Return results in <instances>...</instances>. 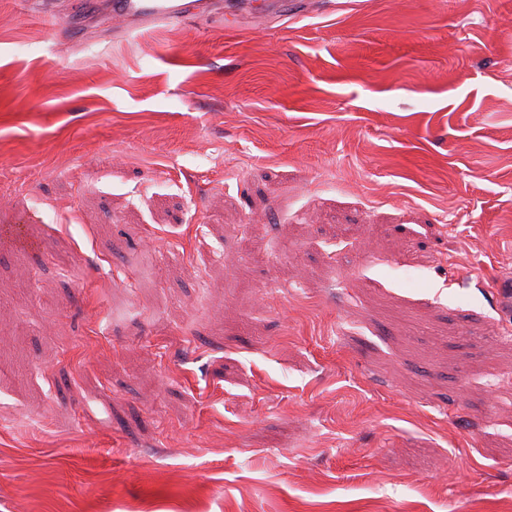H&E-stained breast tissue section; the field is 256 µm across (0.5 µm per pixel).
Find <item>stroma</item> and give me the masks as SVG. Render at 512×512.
Masks as SVG:
<instances>
[{
    "instance_id": "obj_1",
    "label": "stroma",
    "mask_w": 512,
    "mask_h": 512,
    "mask_svg": "<svg viewBox=\"0 0 512 512\" xmlns=\"http://www.w3.org/2000/svg\"><path fill=\"white\" fill-rule=\"evenodd\" d=\"M509 276L512 0H0V512H501ZM37 13L48 14L74 38L92 36L117 40L131 32H151L171 23L288 18L308 11L306 0H67L27 1Z\"/></svg>"
}]
</instances>
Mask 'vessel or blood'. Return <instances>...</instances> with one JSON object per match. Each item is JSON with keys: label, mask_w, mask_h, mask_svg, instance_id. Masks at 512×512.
Here are the masks:
<instances>
[{"label": "vessel or blood", "mask_w": 512, "mask_h": 512, "mask_svg": "<svg viewBox=\"0 0 512 512\" xmlns=\"http://www.w3.org/2000/svg\"><path fill=\"white\" fill-rule=\"evenodd\" d=\"M41 13L66 26L75 38L116 40L131 32L191 21H244L285 18L306 13L307 0H39Z\"/></svg>", "instance_id": "b4317fda"}]
</instances>
